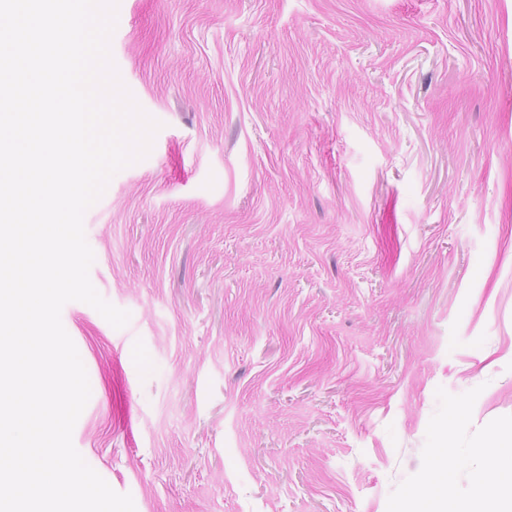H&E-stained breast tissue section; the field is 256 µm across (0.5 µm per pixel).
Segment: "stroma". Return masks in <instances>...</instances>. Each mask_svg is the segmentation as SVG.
I'll use <instances>...</instances> for the list:
<instances>
[{"mask_svg": "<svg viewBox=\"0 0 512 512\" xmlns=\"http://www.w3.org/2000/svg\"><path fill=\"white\" fill-rule=\"evenodd\" d=\"M161 122L84 218L73 444L136 512H386L437 388L512 415V0H119Z\"/></svg>", "mask_w": 512, "mask_h": 512, "instance_id": "1", "label": "stroma"}]
</instances>
